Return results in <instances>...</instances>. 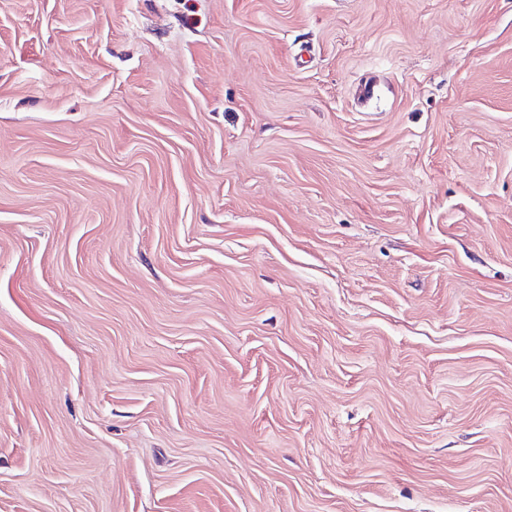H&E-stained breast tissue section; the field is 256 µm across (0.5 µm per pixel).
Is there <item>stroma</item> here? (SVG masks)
<instances>
[{
  "mask_svg": "<svg viewBox=\"0 0 512 512\" xmlns=\"http://www.w3.org/2000/svg\"><path fill=\"white\" fill-rule=\"evenodd\" d=\"M0 512H512V0H0Z\"/></svg>",
  "mask_w": 512,
  "mask_h": 512,
  "instance_id": "35a3bbf8",
  "label": "stroma"
}]
</instances>
